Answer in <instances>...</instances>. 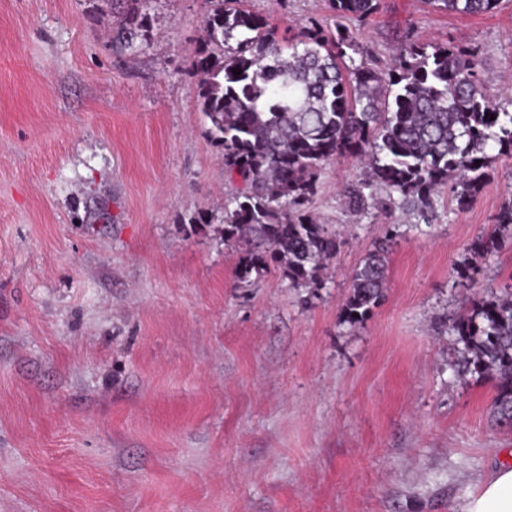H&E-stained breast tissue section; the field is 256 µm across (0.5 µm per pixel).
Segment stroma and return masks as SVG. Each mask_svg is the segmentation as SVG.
<instances>
[{
  "label": "stroma",
  "instance_id": "1",
  "mask_svg": "<svg viewBox=\"0 0 512 512\" xmlns=\"http://www.w3.org/2000/svg\"><path fill=\"white\" fill-rule=\"evenodd\" d=\"M295 34L328 0H245ZM204 0H150L116 49L112 0H0V512H458L512 454L493 382L447 367L439 319L512 281V243L470 247L512 193V156L464 209L401 225L386 288L345 322L391 213L349 211L332 161L310 206L336 235L316 283L242 281L224 241L238 180L198 110ZM413 29L477 45L512 86V0L466 17L380 0L350 29L389 66Z\"/></svg>",
  "mask_w": 512,
  "mask_h": 512
}]
</instances>
